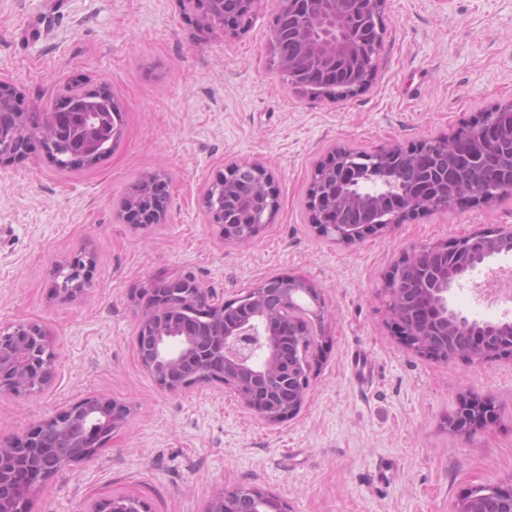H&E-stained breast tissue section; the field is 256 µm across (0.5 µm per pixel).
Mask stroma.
<instances>
[{"mask_svg": "<svg viewBox=\"0 0 512 512\" xmlns=\"http://www.w3.org/2000/svg\"><path fill=\"white\" fill-rule=\"evenodd\" d=\"M275 0L249 31L199 28L181 0H0V82L43 112L70 85L107 88L119 136L93 165L59 169L41 151L0 162V327L41 326L55 353L45 392L0 397V441L85 396L130 404L95 459L64 469L31 512H89L131 495L147 512H207L224 491L255 488L288 512H453L465 492L512 482V362L435 360L396 336L385 276L415 246L512 226V196L418 213L344 246L317 236L311 171L338 147L407 148L454 134L512 103V0H384L375 78L347 98L291 89L270 63ZM258 162L277 209L247 244L208 223L204 193L230 162ZM160 175L167 215L124 220L133 184ZM95 263L78 299L54 295L58 264ZM512 258L490 260L451 303L468 318L512 321L474 290ZM317 288L323 356L300 411L267 423L219 382L172 393L138 358V295L195 278L223 301L278 276ZM491 397L496 424L459 435L460 395Z\"/></svg>", "mask_w": 512, "mask_h": 512, "instance_id": "35a3bbf8", "label": "stroma"}]
</instances>
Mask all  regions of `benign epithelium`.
Segmentation results:
<instances>
[{"mask_svg": "<svg viewBox=\"0 0 512 512\" xmlns=\"http://www.w3.org/2000/svg\"><path fill=\"white\" fill-rule=\"evenodd\" d=\"M366 0H277L270 34L279 45L272 65L292 77L291 86L313 83L336 85L343 69L357 70L381 43L367 46L355 33L381 30L380 18L368 13ZM197 24L226 34L243 31L241 19H254L261 0H224L222 23L208 11L209 0H183ZM499 133L483 124L473 141L458 134L441 138V154L434 165L409 177L407 166H395L400 153L427 152L428 142L404 149L388 145L373 152L338 149L322 166L309 210L316 233L329 241L353 245L371 232H381L402 218L424 210L432 191L446 182L448 161L471 149L470 162L479 166ZM33 146L58 153L54 142L30 130L12 140L0 138V160ZM265 198L260 212L243 208L231 183L230 169L210 185L209 221L221 226L224 240L245 242L239 228L269 222L277 207L270 178L259 164H249ZM488 205L492 199L477 191H463L450 204ZM132 205L146 215L166 216V207L143 193ZM512 256V227L494 234L473 233L448 243L440 255H428L419 246L407 255L406 266L418 284L419 298L400 287L401 274L387 275L384 293L401 341L420 355L448 360L512 361V322L470 320L450 307L453 290L489 260ZM93 264L89 253L62 263L54 288L68 297L82 295ZM325 306L320 292L298 277L267 279L230 303L187 276L168 281L151 292L149 305L139 315L137 346L141 367L160 389L175 392L195 385L220 382L232 388L243 405L262 420L275 424L301 408L316 363L319 344L305 350L304 332L291 327L301 322L311 334L321 335ZM55 377L54 353L42 329L35 325L0 328V396H28L49 388ZM130 406L100 395L84 397L29 429L0 443V512H30L31 498L66 466L93 459L99 447L121 429ZM495 402L469 392L448 417V429L465 434L496 419ZM30 465L28 491L13 488V466ZM494 509L512 512V485L495 486ZM241 494L227 490L209 512H241ZM91 512H146L142 501L114 496ZM248 512H288L279 497L253 492Z\"/></svg>", "mask_w": 512, "mask_h": 512, "instance_id": "1", "label": "benign epithelium"}]
</instances>
